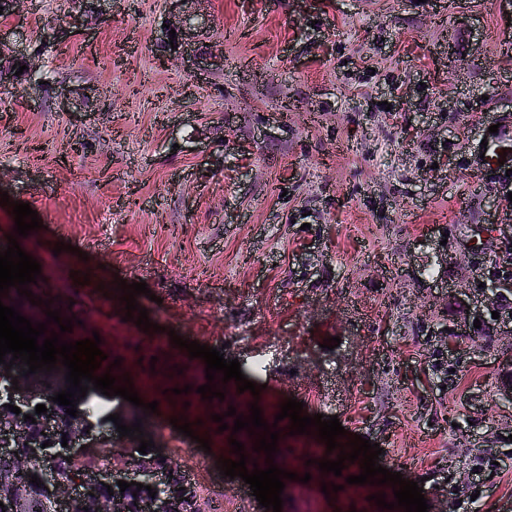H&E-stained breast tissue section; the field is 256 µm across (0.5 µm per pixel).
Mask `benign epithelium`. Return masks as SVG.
Returning <instances> with one entry per match:
<instances>
[{"instance_id": "benign-epithelium-1", "label": "benign epithelium", "mask_w": 512, "mask_h": 512, "mask_svg": "<svg viewBox=\"0 0 512 512\" xmlns=\"http://www.w3.org/2000/svg\"><path fill=\"white\" fill-rule=\"evenodd\" d=\"M19 371L20 367L15 365L7 372L0 364V403L21 410V414H13L9 421L0 423V456L7 457L16 448L26 450L28 460L38 464L40 489L50 512H72L75 507L81 512H129L125 494L117 484L119 480L149 485L156 492L153 497H143L136 512H161V501L178 499L179 487L169 478L171 461L163 467H139L134 464L139 456L135 448L112 455L110 469L88 471L72 480L63 478L56 467L58 460L89 455L101 439L100 427L106 416L89 417L80 412L64 436L55 431L48 414L37 416L34 424L24 421V415L32 413L36 405L51 404L50 397L61 390V380L49 378L43 383L32 374L23 376ZM14 377L18 380L17 390L12 389ZM64 438L66 447L62 446ZM46 441L49 446L44 448L42 444ZM107 484L114 494L104 497L98 489Z\"/></svg>"}]
</instances>
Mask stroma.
<instances>
[{"instance_id": "1", "label": "stroma", "mask_w": 512, "mask_h": 512, "mask_svg": "<svg viewBox=\"0 0 512 512\" xmlns=\"http://www.w3.org/2000/svg\"><path fill=\"white\" fill-rule=\"evenodd\" d=\"M182 9L204 24L165 46ZM36 48L38 80L0 83V189L43 222L20 241L49 276L31 290L77 318L74 335L121 349L124 372L170 376L144 431L204 497L266 512L220 474L233 453L209 422L294 397L379 444L434 510L506 512L512 348L461 303L512 274V175L473 168L512 116V0H100L92 15L26 0L0 17V51ZM73 270L88 284L51 287ZM121 278L146 282L152 322L239 360L260 395L184 392L155 332L125 320ZM186 406L209 450L172 428ZM283 442L291 472L340 484L330 512H380L379 486L346 482L359 464L311 471L320 440Z\"/></svg>"}]
</instances>
